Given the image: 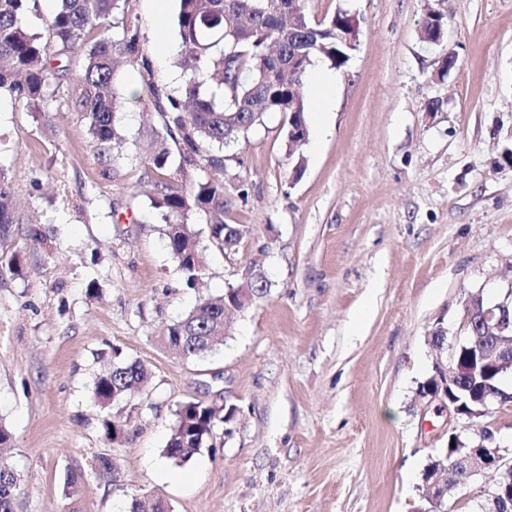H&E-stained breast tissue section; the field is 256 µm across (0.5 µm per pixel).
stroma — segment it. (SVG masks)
<instances>
[{"mask_svg": "<svg viewBox=\"0 0 512 512\" xmlns=\"http://www.w3.org/2000/svg\"><path fill=\"white\" fill-rule=\"evenodd\" d=\"M304 6L319 21L348 10L357 47L344 66L318 57L309 68L335 86L326 114L309 101L301 179L287 113L225 148L226 220L241 242L209 249L194 289L154 204L135 66L114 75L125 137L115 159L66 96L82 50L40 117L0 100L16 202L0 241V422L13 434L17 512H128L144 493L173 512H414L423 467L453 426L417 394L436 357L430 333L456 336L470 293L512 304V0ZM130 8L155 71L179 88V0L159 19L153 0ZM431 10L446 16L438 45L421 37ZM448 51L456 64L444 73ZM255 267L271 288L233 314L223 345L186 360L161 343L200 298ZM117 359L150 376L103 408L93 384ZM188 400L239 413L178 466L163 448ZM107 416L124 424L118 441L104 436ZM101 453L117 461L114 477L94 472ZM69 472L80 477L71 499Z\"/></svg>", "mask_w": 512, "mask_h": 512, "instance_id": "1", "label": "stroma"}]
</instances>
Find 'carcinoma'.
<instances>
[{
    "mask_svg": "<svg viewBox=\"0 0 512 512\" xmlns=\"http://www.w3.org/2000/svg\"><path fill=\"white\" fill-rule=\"evenodd\" d=\"M129 11V0H56L42 18L53 43L42 41L28 22L38 0H0V97L23 103L39 114L51 78L65 77L73 51L84 52V73L69 85V102L89 123L92 143L109 151L123 141L117 126L120 97L114 85L118 64L139 66L143 95L159 120L155 140L161 148L149 160L156 179V205L164 209V236L177 260L185 286L194 287L206 267L210 247L224 249L233 225L224 220V147L247 136L269 112L288 111V82L301 86L307 71L294 67L296 52L322 56L341 67L348 50L336 48L331 25L336 17L312 19L301 0H180L177 27L183 88L167 89L141 45L138 25L130 21L110 32V18ZM185 184L178 185L176 179ZM206 218L207 245L191 230L192 214ZM15 223L12 189L0 165V240ZM227 294L200 300L169 325V342H182L192 360L224 342ZM147 375L138 362H119L99 374L93 397L101 405L127 395ZM223 408L185 401L163 448L177 465L187 463L213 436ZM11 432L0 424V512H16L20 476L9 460ZM130 512H171L161 498L142 496Z\"/></svg>",
    "mask_w": 512,
    "mask_h": 512,
    "instance_id": "carcinoma-1",
    "label": "carcinoma"
}]
</instances>
